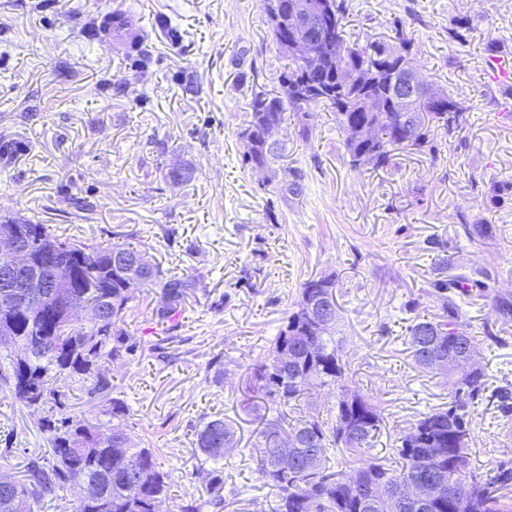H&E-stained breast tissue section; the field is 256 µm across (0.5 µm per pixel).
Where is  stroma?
<instances>
[{
	"label": "stroma",
	"mask_w": 512,
	"mask_h": 512,
	"mask_svg": "<svg viewBox=\"0 0 512 512\" xmlns=\"http://www.w3.org/2000/svg\"><path fill=\"white\" fill-rule=\"evenodd\" d=\"M347 5L346 30L361 44L391 40L402 22L415 65L464 104L466 125L436 152L399 151L387 168L357 170L332 110L313 106L307 137L290 124L280 132L289 168L303 175L301 194L283 198L245 167L239 137L252 92L277 89L286 63L263 0H0V218L134 245L165 274L196 282L162 324L160 289L131 287L112 388L76 406L100 430L155 448L168 512L187 501L200 512H267L275 492L249 455L248 386L307 279L335 274L352 385L384 408L367 457L391 461L409 423L448 404L445 378L417 367L404 339L414 316L438 311L441 257L467 274L490 272L487 296L469 299L464 320L490 383L512 382V320L493 302L512 296V201L487 198L491 183L512 178V94L486 74L493 46L512 53V0ZM110 10L142 13L145 52L119 55L97 38ZM462 17L464 40L449 43ZM484 222L491 235H465ZM217 415L238 439L222 462L218 509L214 463L195 446ZM474 418L470 468L511 467L512 416L482 404ZM47 445L36 417L0 391V474L21 478L27 453Z\"/></svg>",
	"instance_id": "stroma-1"
}]
</instances>
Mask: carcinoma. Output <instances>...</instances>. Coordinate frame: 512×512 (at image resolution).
I'll use <instances>...</instances> for the list:
<instances>
[{
	"label": "carcinoma",
	"mask_w": 512,
	"mask_h": 512,
	"mask_svg": "<svg viewBox=\"0 0 512 512\" xmlns=\"http://www.w3.org/2000/svg\"><path fill=\"white\" fill-rule=\"evenodd\" d=\"M327 2L334 24L321 33L325 43L318 46V58L305 66L288 58L278 78L280 90L251 95L240 132L241 138L251 142L243 163L265 167L270 172L268 184L284 197L301 193V175L288 167L273 168L283 157L284 144H267L266 131L291 116L301 135H307L305 108L311 105L330 107L345 132L359 123L375 124V136L368 143L345 138L354 168L386 167L400 149L432 152L436 136H452L463 129L462 112L456 122H448L443 107L453 104L455 97L445 90L440 106L428 107L412 133L401 126L398 112L375 116L345 109L336 82L337 65L375 68L379 80L366 93L385 99L411 43L398 20L394 40L354 43L345 35V0ZM4 228L31 249L35 265L52 288L23 308L0 305V323L13 334L12 343H0V355L9 361L0 384L14 400L39 415L50 448L28 456L24 480L0 488V512H14L17 495L37 503L67 485L89 490L76 500L73 512H159L157 505L170 495L167 475L159 470L154 450L137 446L123 429L104 433L67 413L63 386H75L89 397L111 387L112 359L120 357L126 342L123 324L132 285L161 289L163 303L155 316L164 323L178 312L195 280L162 276L146 252L134 246L86 245L60 237L48 224L0 223ZM432 288L441 313L416 316L407 327L406 343L414 363L424 370L429 369L427 360L432 355L447 358L446 368L440 371L450 383L447 408L420 414L403 431L395 448L402 459L400 467L376 458L352 467L350 458L364 453L379 436L382 411L374 399L350 385L348 365L335 338L339 314L322 326L317 322L318 311L310 308L313 301L319 307L336 306V276L302 284L299 300L285 316L266 361L257 370L263 399L277 412L275 422L256 432L252 448L259 478L277 490L271 512H512V505L503 504L493 490L497 484L512 483V468L501 464L492 477L468 468L475 431L470 406L485 400L512 416V386L489 389L487 364L477 356V337L468 331L457 303L474 293L485 295L488 284L455 273L433 281ZM440 326L447 333L437 347L429 336ZM313 383L327 389L331 401L323 406L310 401ZM292 434L299 437L294 448L297 464L286 474L277 469L276 450L281 436ZM237 444L235 429L218 416L196 434L197 448L215 462ZM131 473L139 480L134 496L129 488ZM430 481L443 487L438 501L396 495L402 483ZM209 488L213 504L221 505L223 471L211 470Z\"/></svg>",
	"instance_id": "carcinoma-1"
}]
</instances>
